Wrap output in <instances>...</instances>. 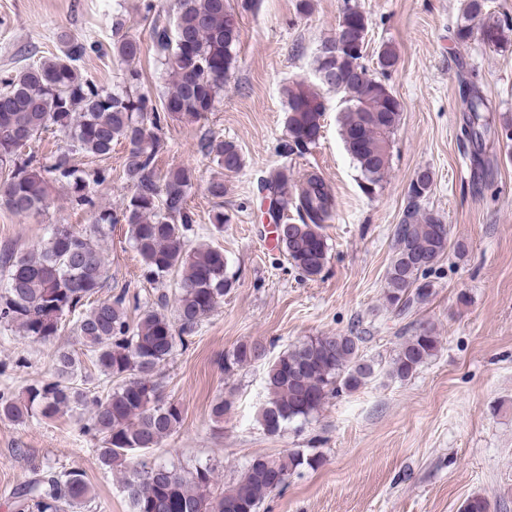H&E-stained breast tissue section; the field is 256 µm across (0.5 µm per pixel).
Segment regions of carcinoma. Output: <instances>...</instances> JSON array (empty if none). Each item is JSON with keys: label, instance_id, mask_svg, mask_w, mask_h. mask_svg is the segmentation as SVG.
Instances as JSON below:
<instances>
[{"label": "carcinoma", "instance_id": "cac0c4a2", "mask_svg": "<svg viewBox=\"0 0 512 512\" xmlns=\"http://www.w3.org/2000/svg\"><path fill=\"white\" fill-rule=\"evenodd\" d=\"M484 0H464L456 26L458 41L479 38L500 44L509 21H488L479 29L470 24L483 13ZM173 23L157 17L150 30L159 63L170 77L161 104L138 89L140 74L127 69L122 85L107 91L83 76L78 62L95 45L62 39L60 54L33 62L0 80V205L14 214L37 212L50 183L67 190L70 202L94 211L97 232L119 222L128 224L129 240L150 282L173 278L175 319L145 309L136 323L128 317L127 292L95 298L104 288L107 269L92 237L70 224H52L43 243L30 251L0 250V323L34 342L59 335L68 316L93 365L113 384L106 395L90 394L76 384L80 365L74 353L58 351L50 377L34 381L21 396L0 394V421L20 423L28 418L53 419L74 406L89 412L86 432L100 442V463L118 469L130 512H259L264 500L282 490L301 469L316 470L323 459L292 449L275 457L250 460L238 481L220 489L217 467L205 465L181 472L150 463L136 453L158 448L182 420L178 404L161 398L156 374L176 347L186 348L198 326L217 308L233 286L224 250L190 245L196 223L188 205L193 188L191 169L175 167L157 173L158 155L168 149L164 126L173 119L197 121L214 110L224 82L234 66L240 38L237 14L228 0H175ZM368 18L355 4H346L337 32L325 41L316 58L318 83L295 81L282 90L287 137L277 152L302 155L321 138L325 112L323 90L344 95L348 106L340 113V134L371 193L382 185L389 168L391 135L397 129L401 105L384 77L398 62L390 44L374 55L378 76L365 77ZM141 53L139 40L112 21V54L124 63ZM464 132L467 140L481 139V112L487 105L471 82L463 90ZM51 128L70 139L49 158L29 147ZM127 146L124 169L132 192L121 214L97 205V189L112 181V169L80 171L70 164L73 151L105 158L116 143ZM227 174L239 172L244 158L231 141L208 138L202 144ZM432 183L423 170L409 188L401 223L395 225V255L387 273L384 297L394 308L408 310L429 297L425 277L448 249V225L422 206ZM261 189L275 196L268 208L271 222L285 226L277 242L288 261L306 278L324 269L328 243L322 233L333 197L317 174L297 185L288 168L271 173ZM295 210L299 223L289 221ZM363 337L352 332L310 336L267 364L265 388L269 401L261 410L263 431L278 435L291 421L308 420L341 392H352L375 373V363L360 353ZM439 337L421 326L401 345L391 362L393 376L406 380L438 351ZM266 346L259 340L237 344L224 357V372L262 361ZM82 469L37 471L14 493V512H74L91 501Z\"/></svg>", "mask_w": 512, "mask_h": 512}]
</instances>
